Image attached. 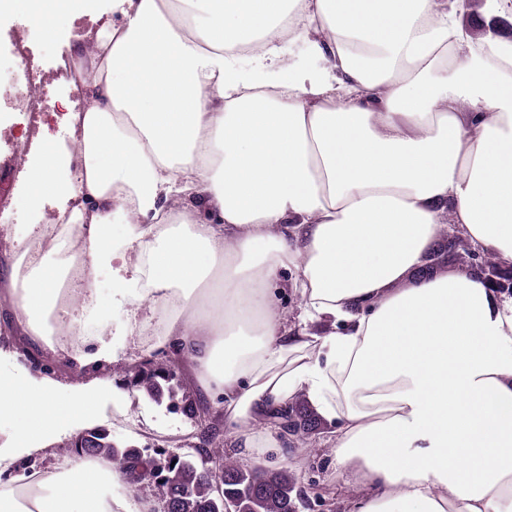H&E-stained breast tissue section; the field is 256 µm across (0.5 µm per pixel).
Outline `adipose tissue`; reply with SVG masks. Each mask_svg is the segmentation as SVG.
Returning <instances> with one entry per match:
<instances>
[{"label":"adipose tissue","instance_id":"obj_1","mask_svg":"<svg viewBox=\"0 0 512 512\" xmlns=\"http://www.w3.org/2000/svg\"><path fill=\"white\" fill-rule=\"evenodd\" d=\"M89 0H0L45 38ZM77 46L74 177L22 165L31 225L0 282L29 344L0 349V512H148L105 461L26 477L102 426L104 366L156 321L253 461L258 416L306 398L350 512H512V296L435 265L445 224L512 265V0H112ZM317 64L283 66V41ZM109 269L114 287L94 286ZM296 319L271 290L284 273ZM126 314L114 324V311Z\"/></svg>","mask_w":512,"mask_h":512}]
</instances>
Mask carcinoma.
<instances>
[{
    "label": "carcinoma",
    "mask_w": 512,
    "mask_h": 512,
    "mask_svg": "<svg viewBox=\"0 0 512 512\" xmlns=\"http://www.w3.org/2000/svg\"><path fill=\"white\" fill-rule=\"evenodd\" d=\"M448 249L460 253V259L478 275L488 287L500 290L506 283L501 264L490 254L475 257V252L460 238L448 242ZM148 374L136 381L140 391L160 404L164 399L174 400L170 382L175 376V363L165 352H156L149 361ZM302 402L297 400L286 409L271 411L258 417L255 426H273L280 414L290 422L291 435L300 444L308 441L315 421L303 413ZM70 452L89 458H104L112 469L125 474L135 483L144 481L153 486L154 498L167 512H296L300 497L297 480L286 468H268L244 465L238 453L224 451V439L217 428H211L206 447L186 455L165 450L147 452L144 448L120 446L109 438L105 430L86 439L80 435L70 443ZM218 464V477L223 492L217 493L209 464Z\"/></svg>",
    "instance_id": "carcinoma-1"
}]
</instances>
